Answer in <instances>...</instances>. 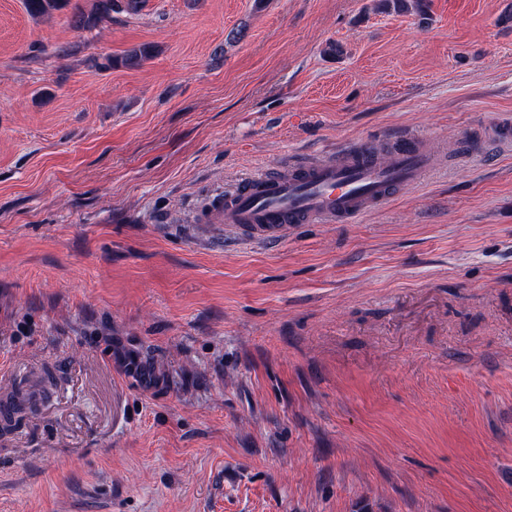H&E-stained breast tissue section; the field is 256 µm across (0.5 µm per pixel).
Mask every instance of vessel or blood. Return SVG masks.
<instances>
[{
  "instance_id": "vessel-or-blood-1",
  "label": "vessel or blood",
  "mask_w": 512,
  "mask_h": 512,
  "mask_svg": "<svg viewBox=\"0 0 512 512\" xmlns=\"http://www.w3.org/2000/svg\"><path fill=\"white\" fill-rule=\"evenodd\" d=\"M437 159L419 135L392 146L379 135L349 141L309 159L239 178L212 191L196 222L232 232L247 244L280 243L299 224H347L423 183Z\"/></svg>"
}]
</instances>
